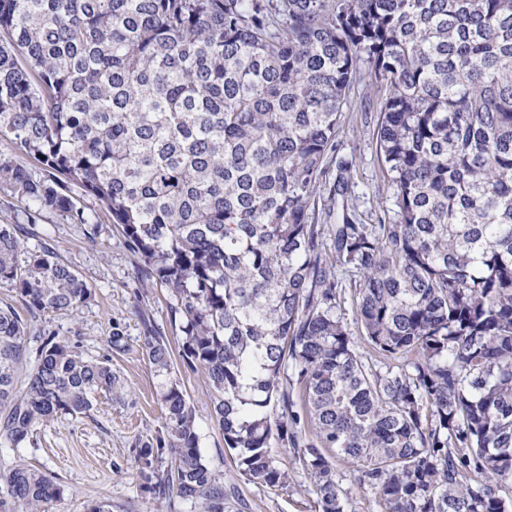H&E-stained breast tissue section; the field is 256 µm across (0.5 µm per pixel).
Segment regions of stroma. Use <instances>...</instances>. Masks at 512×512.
Wrapping results in <instances>:
<instances>
[{
    "label": "stroma",
    "mask_w": 512,
    "mask_h": 512,
    "mask_svg": "<svg viewBox=\"0 0 512 512\" xmlns=\"http://www.w3.org/2000/svg\"><path fill=\"white\" fill-rule=\"evenodd\" d=\"M377 85L363 78L344 108L337 138L338 157L352 160L348 204L358 222L376 223L382 213H394L391 189L382 180L373 136L374 118L363 108L376 97ZM99 225L95 238L56 214L43 212L29 226L27 246L49 244L73 266L92 290L91 301L77 311L29 315L15 291L0 283V305L23 313L29 332L19 379H26L48 341L75 347L84 357L109 361L118 381L113 393H99L85 415H64L41 428L22 448L0 447V493L17 460L54 478L61 496L53 512H89L97 504L110 512H203L201 504L183 500L176 492H159L156 483L174 459L162 452L151 465L138 459L143 443L152 441L164 424L159 381L143 353L146 325L166 336L173 351L176 376L196 409L200 446L207 466L224 480V512H318L313 484L290 450L277 447L291 479L286 487L249 483L224 447V436L210 413L209 386L201 371L182 357V334L171 321L165 289L138 281V256L116 230L108 212L91 197H81ZM123 336L122 349H113V332Z\"/></svg>",
    "instance_id": "1"
}]
</instances>
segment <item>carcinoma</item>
<instances>
[{
    "instance_id": "cac0c4a2",
    "label": "carcinoma",
    "mask_w": 512,
    "mask_h": 512,
    "mask_svg": "<svg viewBox=\"0 0 512 512\" xmlns=\"http://www.w3.org/2000/svg\"><path fill=\"white\" fill-rule=\"evenodd\" d=\"M362 64L385 86L364 108L395 218L316 224ZM0 140L40 165L0 158L27 223L48 210L93 238L78 187L168 291L249 482L288 486L277 440L318 512H345L337 459L385 512H512V0H0ZM337 167L332 202L351 162ZM23 233L0 224V283L32 315L87 303L75 269ZM145 327L165 424L139 459L169 449L164 483L224 512L168 340ZM26 336L0 307L11 448L117 384L49 341L17 387ZM5 485L21 512L61 493L22 460Z\"/></svg>"
}]
</instances>
